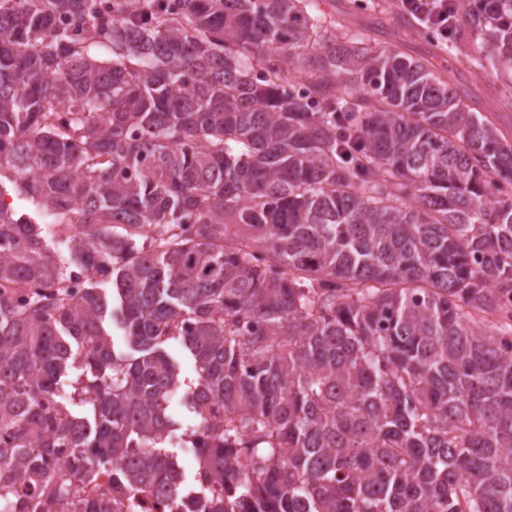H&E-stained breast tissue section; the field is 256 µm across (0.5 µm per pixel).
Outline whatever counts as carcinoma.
Listing matches in <instances>:
<instances>
[{
    "label": "carcinoma",
    "instance_id": "cac0c4a2",
    "mask_svg": "<svg viewBox=\"0 0 512 512\" xmlns=\"http://www.w3.org/2000/svg\"><path fill=\"white\" fill-rule=\"evenodd\" d=\"M111 2L0 0V200L68 248L0 208V512L165 483L198 512H512V144L481 103L313 0ZM456 3L448 54L511 77L512 0ZM6 200L11 204L15 217L35 218L39 223H41L40 226L43 229V233L48 237H51L55 229L54 224H52V218L37 213L34 206L26 196L12 194L10 197H7ZM168 413L176 423L178 434L193 429L197 425L195 415L185 406L184 401L181 399V394L177 396L169 405Z\"/></svg>",
    "mask_w": 512,
    "mask_h": 512
}]
</instances>
